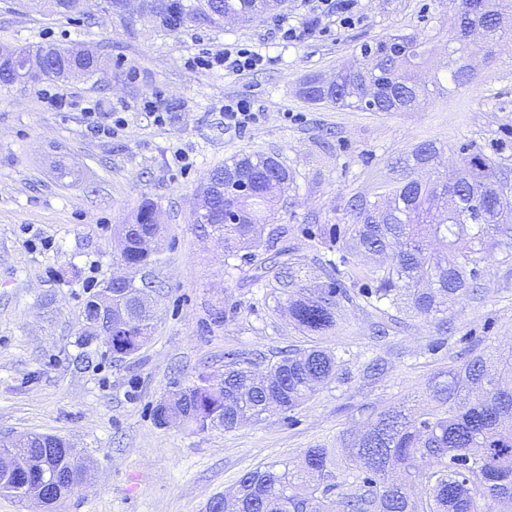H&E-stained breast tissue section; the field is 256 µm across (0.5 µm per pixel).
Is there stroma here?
<instances>
[{
  "label": "stroma",
  "mask_w": 512,
  "mask_h": 512,
  "mask_svg": "<svg viewBox=\"0 0 512 512\" xmlns=\"http://www.w3.org/2000/svg\"><path fill=\"white\" fill-rule=\"evenodd\" d=\"M359 19L294 42L274 23L311 18L307 0L241 25L179 33L133 16L130 38L107 0L79 13L46 15L37 0H0V48L80 43L107 57L88 80L0 86V440L52 434L90 462L64 512H206L258 466L299 465L306 449L335 447L369 414L417 404L428 382L489 349H512V257L491 249L473 287L440 319L386 304L342 303L335 328L313 336L283 310L276 266L226 260L194 221L208 173L238 154L278 157L294 182L278 197L273 227L283 261L301 284L349 280L357 264L342 232L350 204L397 176V159L424 141L441 151L437 172L473 145L512 168V46L475 44L470 85L417 112H363L311 105L299 95L311 75L331 78L362 44L394 31L448 52L454 22L446 0H357ZM251 45L263 66L242 74L192 66L224 45ZM59 105L50 103V96ZM247 98L262 118L224 126L225 102ZM177 110L180 119L168 114ZM123 113L117 136L94 133ZM165 113L156 122L154 113ZM189 166L177 163V156ZM147 201L161 210L160 262L152 274L157 327L117 361L101 343H77L90 296L118 270L117 228ZM332 352L338 376L297 409L272 411L232 431L160 427L152 410L170 384L221 373L227 358L265 368L282 352Z\"/></svg>",
  "instance_id": "1"
}]
</instances>
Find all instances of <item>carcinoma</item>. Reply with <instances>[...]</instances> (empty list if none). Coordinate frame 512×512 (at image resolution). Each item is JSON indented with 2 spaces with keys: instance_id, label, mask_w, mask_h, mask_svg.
Listing matches in <instances>:
<instances>
[{
  "instance_id": "cac0c4a2",
  "label": "carcinoma",
  "mask_w": 512,
  "mask_h": 512,
  "mask_svg": "<svg viewBox=\"0 0 512 512\" xmlns=\"http://www.w3.org/2000/svg\"><path fill=\"white\" fill-rule=\"evenodd\" d=\"M284 0H142V12L157 28L170 30L173 14L191 16L189 26L222 24L228 19L248 23L282 7ZM458 15L460 42L448 49L449 80L470 82L468 26L486 22L484 36L493 44L511 43L512 31L500 26L512 11V0H451ZM48 11L67 15L81 0H45ZM19 59L0 69V85L89 79L101 67L90 49L67 45L15 48ZM431 57L425 43L404 34H390L360 46V59L336 72L332 83L308 78L300 95L312 104L365 112H414L441 89L439 73L429 76ZM432 142L410 152L408 183L395 180L373 198L360 197L344 229L354 254L384 255L389 261L359 271L368 288L357 293L370 304L405 303L426 318L448 309L462 290L480 275L487 242L512 249V199H498L509 189L500 176L503 164L475 149L466 154V173L436 179L419 171L432 165ZM292 181L274 156L244 154L209 173L202 186L196 223L207 224L224 244L227 258L243 251L275 246L265 233L273 209L272 183L279 189ZM157 208L140 206L132 223L121 225L119 258L139 255L141 267L159 262V251L143 256L139 242L160 235ZM279 284L289 293L288 312L305 332L321 334L336 326V308L350 300L338 281L313 289H298L295 270L281 264ZM159 281L131 282L115 289L112 310L101 312L93 299L83 310V326L100 325L99 335L83 329L80 344L101 341L116 357L138 351L154 331L151 298ZM338 362L318 347L296 349L257 373L236 360L224 374H201L175 383L153 409L154 420L169 426L166 414H181L179 424L197 431L240 428L270 410L292 411L317 389L336 378ZM11 476L29 482L47 471L56 477L61 507L69 485L85 465L84 457L67 450L44 454V440L31 436L10 461ZM354 476L355 489L341 496V512H512V352H482L433 377L422 406L408 411L393 407L368 417L357 437H344L336 448H309L304 467L273 463L239 477L233 494L217 496L208 512H335L331 500L333 471ZM424 487L411 499L408 488Z\"/></svg>"
}]
</instances>
